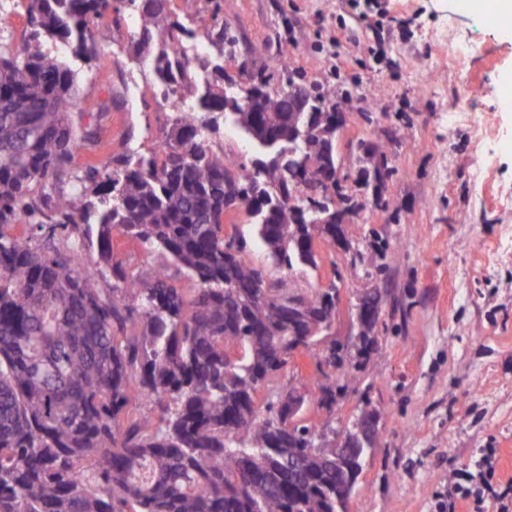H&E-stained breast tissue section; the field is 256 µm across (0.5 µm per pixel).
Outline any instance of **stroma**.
<instances>
[{
	"label": "stroma",
	"instance_id": "obj_1",
	"mask_svg": "<svg viewBox=\"0 0 512 512\" xmlns=\"http://www.w3.org/2000/svg\"><path fill=\"white\" fill-rule=\"evenodd\" d=\"M457 0H391L380 24L350 0H223L224 22L252 48V71L281 62L311 84L351 93L340 142L399 141L384 193L391 211L365 205L347 237L358 258L320 245L317 271L296 287L344 277L333 328L350 357L334 369L301 359L281 387L336 386V405H309L313 424L381 413L348 512H443L477 457L492 453L495 490L512 478V34L478 31ZM98 59L67 55L82 98L111 103L101 135L114 152L149 154L175 114L163 101H129L126 26L100 23ZM388 239L379 268L369 229ZM387 292L374 345L358 354L349 327L359 293Z\"/></svg>",
	"mask_w": 512,
	"mask_h": 512
}]
</instances>
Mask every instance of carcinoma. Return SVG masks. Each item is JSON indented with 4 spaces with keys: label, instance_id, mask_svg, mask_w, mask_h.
Here are the masks:
<instances>
[{
    "label": "carcinoma",
    "instance_id": "cac0c4a2",
    "mask_svg": "<svg viewBox=\"0 0 512 512\" xmlns=\"http://www.w3.org/2000/svg\"><path fill=\"white\" fill-rule=\"evenodd\" d=\"M28 37L0 43V512H339L343 486L364 457L320 428L288 422V392L276 386L298 336L324 341L336 321V280L301 291L295 279L318 268L298 194L311 193L289 159L320 158L318 126L294 135L288 94L245 108L224 98V54L238 41L220 0L187 25L170 0H145L142 49L160 37L149 88L165 101L185 95L162 75L173 50L202 35L221 45L195 67L219 74L199 112H179L151 155L106 153L74 172V155L104 146L75 135L81 109L74 73L41 49L47 36L97 58L94 29L125 17L135 0H21ZM267 154L233 169L210 146L212 113ZM70 174L68 196L50 181ZM246 209L252 235L234 221ZM231 225L232 232L225 226ZM96 233L98 267L83 251ZM119 232L162 258L150 276L130 274L112 249ZM260 245L269 263L248 259ZM176 273L195 282L184 297ZM112 277V288L99 279ZM299 294L301 309L288 313ZM336 385L310 402L327 410ZM91 460L93 465L84 467Z\"/></svg>",
    "mask_w": 512,
    "mask_h": 512
}]
</instances>
